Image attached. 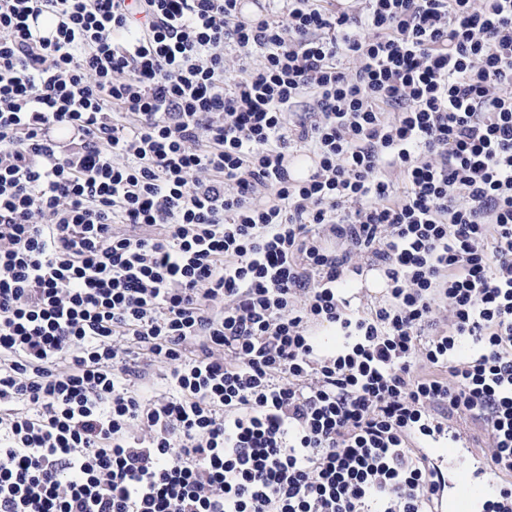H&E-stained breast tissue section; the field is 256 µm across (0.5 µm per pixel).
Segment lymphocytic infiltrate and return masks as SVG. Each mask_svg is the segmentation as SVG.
<instances>
[{
	"mask_svg": "<svg viewBox=\"0 0 512 512\" xmlns=\"http://www.w3.org/2000/svg\"><path fill=\"white\" fill-rule=\"evenodd\" d=\"M240 4L0 0V512H512V0ZM474 471L484 474L485 464L480 457L473 460ZM488 475L484 474L477 481L457 487L453 496L439 497L434 503L433 512H477L483 510V503L486 498V491L482 480L487 482Z\"/></svg>",
	"mask_w": 512,
	"mask_h": 512,
	"instance_id": "1",
	"label": "lymphocytic infiltrate"
}]
</instances>
